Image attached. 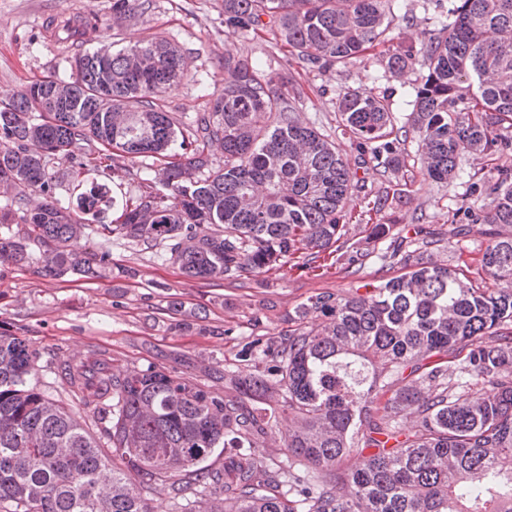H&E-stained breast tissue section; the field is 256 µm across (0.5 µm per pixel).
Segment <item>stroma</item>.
Segmentation results:
<instances>
[{
  "mask_svg": "<svg viewBox=\"0 0 512 512\" xmlns=\"http://www.w3.org/2000/svg\"><path fill=\"white\" fill-rule=\"evenodd\" d=\"M401 15L394 39H427L431 30L448 23L447 9L436 0H397ZM96 15L99 29L82 43L67 39V27ZM162 36L181 50L186 71L163 100L181 123H191L208 110L213 93L224 86V52L233 50L263 69L295 80L301 90L295 101L300 114L355 159L336 112V95L346 86L388 96L399 120H406L414 98L413 79L390 77L384 67L386 47H377L346 67L310 70L290 57L270 34L259 36L224 25V0H149L144 14L121 27L112 25V0H0V99L29 81L52 75L69 79L75 55L108 46L118 50L130 41ZM462 177L450 183L417 180L414 198L398 213L401 225L421 224L443 239L438 259L467 270L477 278L487 238L472 231L449 235L451 223H468L486 202L482 181L490 164L480 155L459 158ZM96 250L109 254L112 275L87 280L79 276L43 275L33 259L17 267L0 263V334L25 337L37 352L33 384L72 411L93 437L101 424L80 397L71 391L59 370L68 360L93 366H163L195 379L204 388L223 390L224 370L233 367L229 349L246 336L286 334L288 314L321 291L340 292L357 281L381 277L380 263L365 258L358 274L339 268L325 274L296 270L287 277L244 273L229 280L204 283L188 280L161 259L165 244L102 240L89 234ZM136 270L135 278L124 269ZM206 314V330H181L180 313L172 302Z\"/></svg>",
  "mask_w": 512,
  "mask_h": 512,
  "instance_id": "35a3bbf8",
  "label": "stroma"
}]
</instances>
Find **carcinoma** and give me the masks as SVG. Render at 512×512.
Returning a JSON list of instances; mask_svg holds the SVG:
<instances>
[{"label":"carcinoma","instance_id":"1","mask_svg":"<svg viewBox=\"0 0 512 512\" xmlns=\"http://www.w3.org/2000/svg\"><path fill=\"white\" fill-rule=\"evenodd\" d=\"M394 0H224V26L272 32L310 69L344 67L391 41ZM146 0H112L119 26ZM428 40L403 39L385 69L424 66L408 125L390 100L347 87L336 100L357 153L301 119L293 81L224 51V89L188 125L161 94L183 73L161 38L76 56L71 80L44 76L0 100V263L42 250L44 272L102 277L97 232L166 245L190 279L329 269L362 263L344 251L364 189L358 168L382 169L366 212L402 208L421 174L460 177L461 153L496 171L472 223L488 243L480 266L494 287L438 261L434 241L391 238L376 258L398 269L350 291L318 292L288 314L284 336H248L224 393L165 367L112 368L89 383L61 371L106 422L102 448L72 412L31 384L36 352L0 334V512H512V0H456ZM414 134L417 150L404 148ZM219 146V162L210 148ZM152 163L134 168L138 158ZM77 176L75 203L53 196L54 164ZM143 191L117 202L112 184ZM117 208L108 223L101 216ZM224 466L203 465L216 449ZM280 449L283 458L269 449ZM192 498H187L186 494Z\"/></svg>","mask_w":512,"mask_h":512}]
</instances>
